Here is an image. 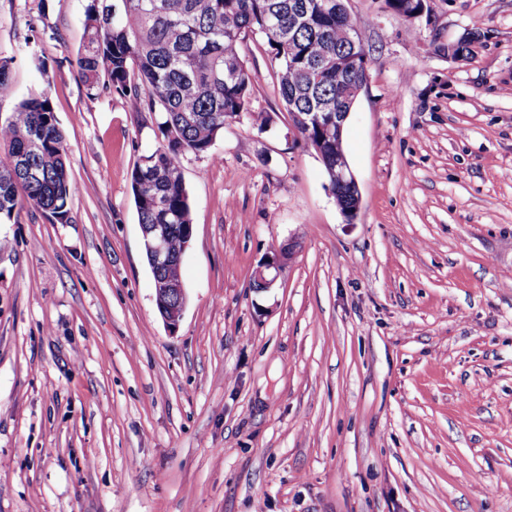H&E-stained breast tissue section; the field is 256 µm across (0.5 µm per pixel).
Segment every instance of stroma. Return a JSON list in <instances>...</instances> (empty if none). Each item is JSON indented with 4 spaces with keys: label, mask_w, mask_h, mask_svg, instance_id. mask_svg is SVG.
I'll return each instance as SVG.
<instances>
[{
    "label": "stroma",
    "mask_w": 512,
    "mask_h": 512,
    "mask_svg": "<svg viewBox=\"0 0 512 512\" xmlns=\"http://www.w3.org/2000/svg\"><path fill=\"white\" fill-rule=\"evenodd\" d=\"M86 5L0 0V119L46 94L74 188L67 223L0 224V512H512V0H435L432 28L347 0L369 71L351 222L240 45L272 122L182 159L173 332L130 185L161 135L82 81ZM468 29L474 56L434 54ZM290 249L280 250L267 257L254 271L251 278V288L257 291H266L273 288L281 276L288 260Z\"/></svg>",
    "instance_id": "1"
}]
</instances>
